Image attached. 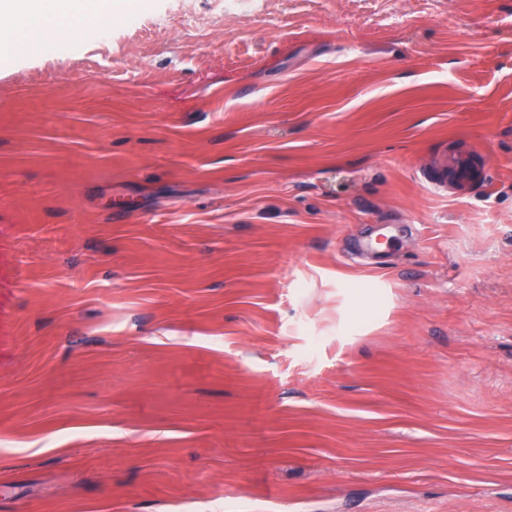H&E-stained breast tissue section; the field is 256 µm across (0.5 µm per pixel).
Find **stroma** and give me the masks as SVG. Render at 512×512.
<instances>
[{
  "label": "stroma",
  "instance_id": "obj_1",
  "mask_svg": "<svg viewBox=\"0 0 512 512\" xmlns=\"http://www.w3.org/2000/svg\"><path fill=\"white\" fill-rule=\"evenodd\" d=\"M91 8L0 56V512H512V0Z\"/></svg>",
  "mask_w": 512,
  "mask_h": 512
}]
</instances>
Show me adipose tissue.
<instances>
[{
    "label": "adipose tissue",
    "mask_w": 512,
    "mask_h": 512,
    "mask_svg": "<svg viewBox=\"0 0 512 512\" xmlns=\"http://www.w3.org/2000/svg\"><path fill=\"white\" fill-rule=\"evenodd\" d=\"M86 9L87 0H0V45L20 56L35 55L45 45L40 20L53 13L65 19Z\"/></svg>",
    "instance_id": "1"
}]
</instances>
